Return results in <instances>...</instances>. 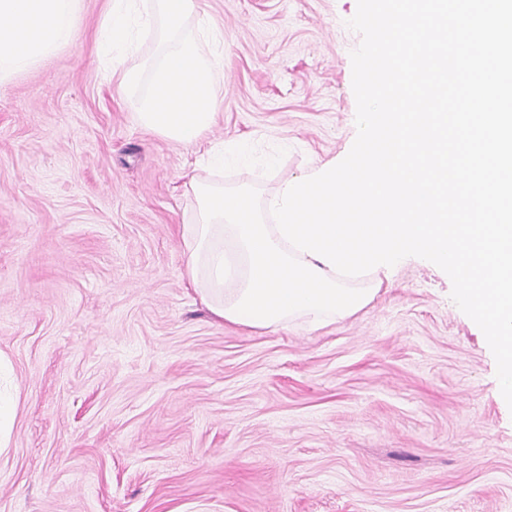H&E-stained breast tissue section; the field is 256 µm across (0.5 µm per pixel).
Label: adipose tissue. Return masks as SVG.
Listing matches in <instances>:
<instances>
[{
	"label": "adipose tissue",
	"instance_id": "ef3b65f1",
	"mask_svg": "<svg viewBox=\"0 0 512 512\" xmlns=\"http://www.w3.org/2000/svg\"><path fill=\"white\" fill-rule=\"evenodd\" d=\"M81 0H0V82L70 45Z\"/></svg>",
	"mask_w": 512,
	"mask_h": 512
}]
</instances>
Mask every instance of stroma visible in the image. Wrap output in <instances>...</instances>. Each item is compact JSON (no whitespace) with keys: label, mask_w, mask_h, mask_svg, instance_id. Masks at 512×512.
<instances>
[{"label":"stroma","mask_w":512,"mask_h":512,"mask_svg":"<svg viewBox=\"0 0 512 512\" xmlns=\"http://www.w3.org/2000/svg\"><path fill=\"white\" fill-rule=\"evenodd\" d=\"M104 4L0 86V512H512V409L446 273L409 260L319 329L220 322L185 277L187 175L264 196L349 153L357 0H200L224 100L195 145L106 77ZM210 141L252 164L199 168ZM16 414V399L13 395L0 392V452L8 448L11 425Z\"/></svg>","instance_id":"35a3bbf8"}]
</instances>
